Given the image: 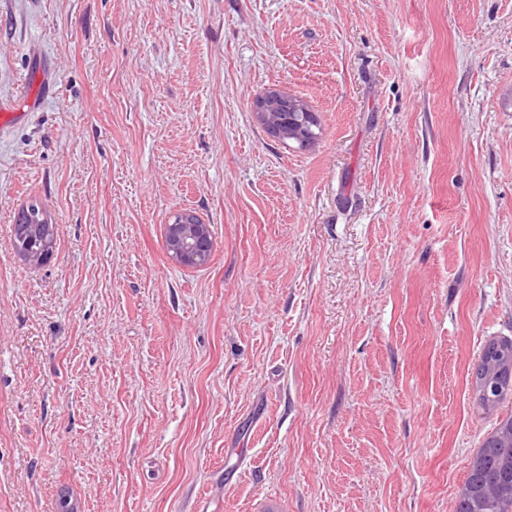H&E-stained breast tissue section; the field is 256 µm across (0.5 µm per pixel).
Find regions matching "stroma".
<instances>
[{"label":"stroma","instance_id":"stroma-1","mask_svg":"<svg viewBox=\"0 0 512 512\" xmlns=\"http://www.w3.org/2000/svg\"><path fill=\"white\" fill-rule=\"evenodd\" d=\"M44 78L0 129V512H455L512 415L468 378L512 337V0H0V102ZM167 230L171 258L188 267L209 263L213 240L207 224H168Z\"/></svg>","mask_w":512,"mask_h":512}]
</instances>
